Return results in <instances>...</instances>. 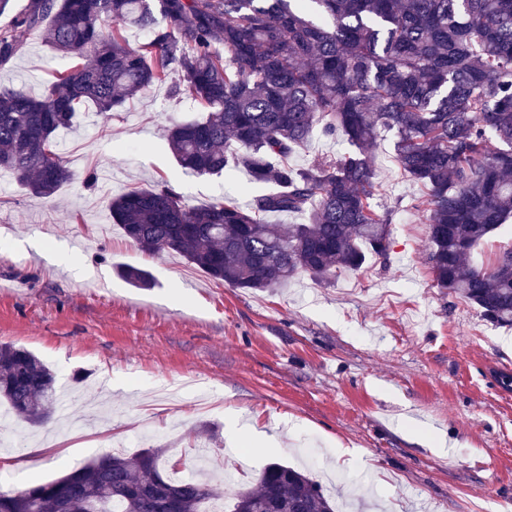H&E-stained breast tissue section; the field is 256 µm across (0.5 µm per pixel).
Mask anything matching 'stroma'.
Masks as SVG:
<instances>
[{
  "label": "stroma",
  "mask_w": 512,
  "mask_h": 512,
  "mask_svg": "<svg viewBox=\"0 0 512 512\" xmlns=\"http://www.w3.org/2000/svg\"><path fill=\"white\" fill-rule=\"evenodd\" d=\"M70 64L35 33L0 86L38 95ZM191 109L165 86L107 121L85 108L57 136L74 178L54 197L0 174V341L38 355L64 393L45 426L0 418V459L29 451L0 489L58 478L120 432L164 448V474L180 459L218 484L224 512L241 484L231 469L249 483L273 462L309 471L337 512H512V390L496 381L512 374V329L437 288L388 142L376 158L387 259L243 290L179 254L141 252L110 216L111 197L163 180L193 205L249 201L245 169L198 177L177 164L165 129ZM128 265L151 286L130 285ZM52 439L57 452L41 453Z\"/></svg>",
  "instance_id": "stroma-1"
}]
</instances>
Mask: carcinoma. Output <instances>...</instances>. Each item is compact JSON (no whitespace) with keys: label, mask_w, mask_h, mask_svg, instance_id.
<instances>
[{"label":"carcinoma","mask_w":512,"mask_h":512,"mask_svg":"<svg viewBox=\"0 0 512 512\" xmlns=\"http://www.w3.org/2000/svg\"><path fill=\"white\" fill-rule=\"evenodd\" d=\"M134 28L147 34L133 46ZM78 63L42 94L0 88V172L35 197L73 178L57 135L91 105L104 119L169 85L198 102L197 118L166 129L178 165L220 175L239 167L270 186L242 207L189 204L169 184L113 198L115 224L139 250L174 252L233 288H283L357 271L390 250L391 211L373 203V148L391 134L393 159L420 191L437 286L512 327V249L491 267L470 256L512 218V0H28L0 30V67L32 33ZM348 145L296 168L314 128ZM301 214L283 228L271 214ZM0 398L31 426L48 423L56 376L33 352L0 342ZM164 450L105 453L64 475L0 491V512H203L224 492L173 481ZM233 512H335L304 471L273 462L240 489Z\"/></svg>","instance_id":"cac0c4a2"}]
</instances>
